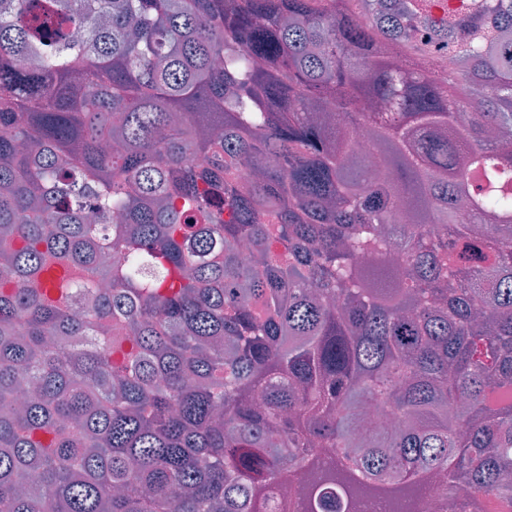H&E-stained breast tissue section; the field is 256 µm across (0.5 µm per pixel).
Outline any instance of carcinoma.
<instances>
[{
  "label": "carcinoma",
  "mask_w": 512,
  "mask_h": 512,
  "mask_svg": "<svg viewBox=\"0 0 512 512\" xmlns=\"http://www.w3.org/2000/svg\"><path fill=\"white\" fill-rule=\"evenodd\" d=\"M356 7L0 0V512H512V0ZM362 413L364 422L359 434L362 439L373 430L395 433L403 426V421L383 401H370L364 406Z\"/></svg>",
  "instance_id": "cac0c4a2"
}]
</instances>
